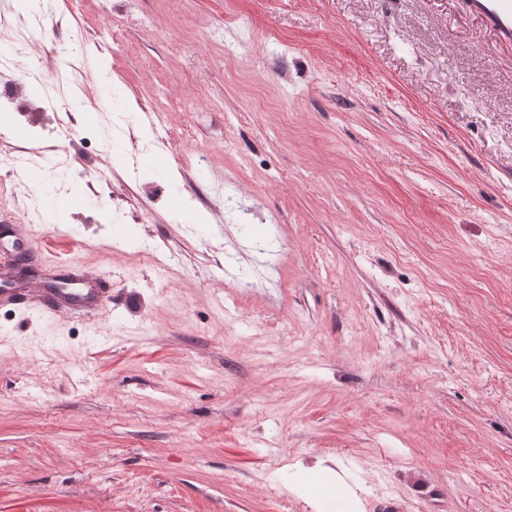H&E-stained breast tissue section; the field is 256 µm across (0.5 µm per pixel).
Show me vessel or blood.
I'll return each instance as SVG.
<instances>
[{"label": "vessel or blood", "instance_id": "vessel-or-blood-1", "mask_svg": "<svg viewBox=\"0 0 512 512\" xmlns=\"http://www.w3.org/2000/svg\"><path fill=\"white\" fill-rule=\"evenodd\" d=\"M462 9L492 30L499 42L512 44V0H460ZM56 278L34 274L27 287L15 284L11 270H0V299L9 303L33 306L53 317L67 312L88 317L97 316L107 302L97 278L85 271L72 270L68 263L58 261Z\"/></svg>", "mask_w": 512, "mask_h": 512}]
</instances>
